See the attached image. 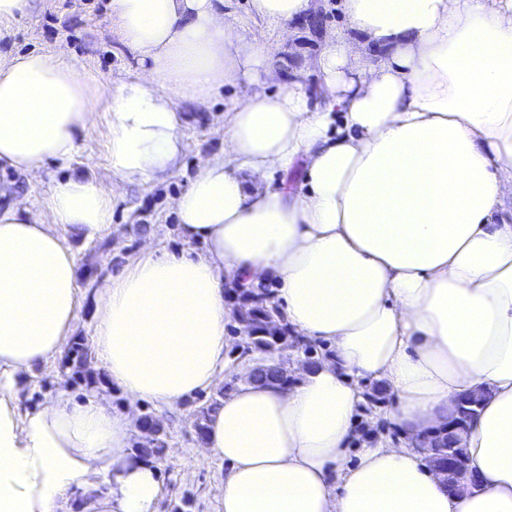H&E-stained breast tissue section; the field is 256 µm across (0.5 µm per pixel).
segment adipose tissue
I'll return each mask as SVG.
<instances>
[{
	"label": "adipose tissue",
	"instance_id": "ef3b65f1",
	"mask_svg": "<svg viewBox=\"0 0 512 512\" xmlns=\"http://www.w3.org/2000/svg\"><path fill=\"white\" fill-rule=\"evenodd\" d=\"M109 8L139 77L104 104L65 49L0 61V166L33 177L69 161L103 106L115 184L162 183L182 165L177 97L235 89L223 153L175 201L185 248L145 251L97 291L94 354L112 383L161 411L213 389L227 288L269 285L331 355L285 389L241 371L211 413L223 512H512V0H344L362 39L330 34L314 94L224 0ZM117 198L69 174L41 212L0 209V512H157L159 469L134 458V422L106 395L20 406L81 303L64 235L108 238ZM371 380L395 394L382 417L402 438L351 463ZM477 391L463 446L479 484L457 494L414 439Z\"/></svg>",
	"mask_w": 512,
	"mask_h": 512
}]
</instances>
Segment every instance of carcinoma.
Returning a JSON list of instances; mask_svg holds the SVG:
<instances>
[{"instance_id": "cac0c4a2", "label": "carcinoma", "mask_w": 512, "mask_h": 512, "mask_svg": "<svg viewBox=\"0 0 512 512\" xmlns=\"http://www.w3.org/2000/svg\"><path fill=\"white\" fill-rule=\"evenodd\" d=\"M238 300L247 312V316L240 319V322L246 323L250 328V336L242 346L240 357H247L253 361L252 378L255 382L279 386L288 383L290 381L288 370L282 366L279 357L286 356L290 351H297L316 363L326 356L327 350L318 344H297V338L290 335L286 327L278 336L267 335L265 331L266 317L277 312L270 289L256 291L251 288H242L239 291ZM90 362V350L84 341L80 339L73 342L66 361L67 368L71 371L70 379L87 387L95 384L93 376L87 371ZM231 390L232 385H224V389L219 392L218 397L212 399L208 406H202L197 411L195 431L199 438L205 437L207 416L220 405L221 399ZM145 418L153 421V427L144 433L142 440L133 445L132 452L137 457L150 458L161 465L166 462L167 433L152 414H145ZM461 441L462 436L455 433H444L429 438V442L434 444V447L425 452L428 463L432 466L437 465L442 455L452 447L461 457H466L464 449L460 448Z\"/></svg>"}]
</instances>
